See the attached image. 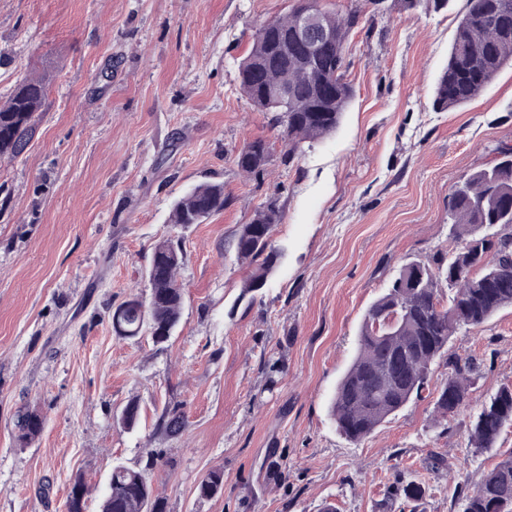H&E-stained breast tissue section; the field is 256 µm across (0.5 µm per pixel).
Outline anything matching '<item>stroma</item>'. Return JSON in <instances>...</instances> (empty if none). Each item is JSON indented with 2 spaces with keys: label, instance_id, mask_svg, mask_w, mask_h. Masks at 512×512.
Here are the masks:
<instances>
[{
  "label": "stroma",
  "instance_id": "stroma-1",
  "mask_svg": "<svg viewBox=\"0 0 512 512\" xmlns=\"http://www.w3.org/2000/svg\"><path fill=\"white\" fill-rule=\"evenodd\" d=\"M297 0H0V103L26 76L48 96L16 158H0V512H67L75 479L100 512L112 469H147L166 512H462L484 470L512 450L468 444L488 397L512 382V307L461 330L449 354L472 358L469 404L438 419L447 357L423 398L351 443L330 400L357 350L368 306L401 266L456 243L448 193L512 146V68L471 102L433 107L468 0L406 10L371 0L347 43L353 98L336 131L288 155L270 113L248 104L237 63L265 21ZM264 175L239 172L253 139ZM224 185L223 211L172 223L173 203ZM284 218L282 256L259 291L228 248L269 198ZM178 242L184 308L171 338L124 339L114 305L149 293L148 257ZM283 367L268 389L264 362ZM140 403L134 429L117 418ZM184 406L175 438L157 424ZM41 434L18 438V411ZM446 467L433 469L429 451ZM213 469L224 490L199 497ZM423 483L424 497H393ZM246 144L258 146L259 151L238 152L235 163L237 168L244 174L259 176L266 170L269 161V150L266 143L261 139H256Z\"/></svg>",
  "mask_w": 512,
  "mask_h": 512
}]
</instances>
